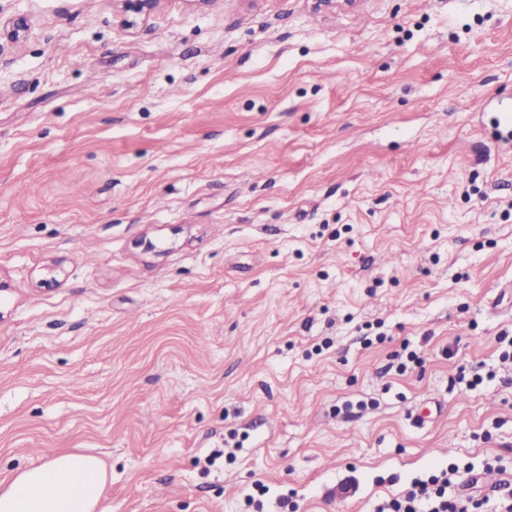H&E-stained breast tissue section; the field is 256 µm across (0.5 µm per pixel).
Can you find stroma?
Here are the masks:
<instances>
[{
  "instance_id": "1",
  "label": "stroma",
  "mask_w": 512,
  "mask_h": 512,
  "mask_svg": "<svg viewBox=\"0 0 512 512\" xmlns=\"http://www.w3.org/2000/svg\"><path fill=\"white\" fill-rule=\"evenodd\" d=\"M0 484L374 512L512 477V0H0ZM121 5L124 23L128 27L137 25L140 20L148 16L161 2V0H116ZM95 456L50 449L0 491V512H96L106 486ZM459 472L456 464L439 474H431L427 479L415 480L411 489L400 497L380 505L376 512H484L488 499L473 495L459 494L448 499L451 479L448 475Z\"/></svg>"
}]
</instances>
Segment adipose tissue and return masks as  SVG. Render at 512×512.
Returning a JSON list of instances; mask_svg holds the SVG:
<instances>
[{"label": "adipose tissue", "instance_id": "1", "mask_svg": "<svg viewBox=\"0 0 512 512\" xmlns=\"http://www.w3.org/2000/svg\"><path fill=\"white\" fill-rule=\"evenodd\" d=\"M106 481L98 457L52 449L0 489V512H97Z\"/></svg>", "mask_w": 512, "mask_h": 512}]
</instances>
